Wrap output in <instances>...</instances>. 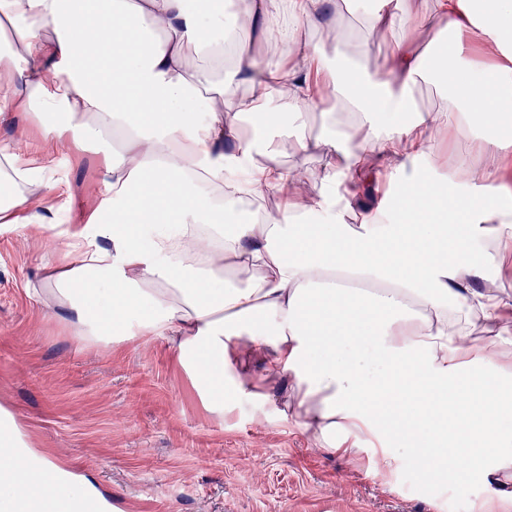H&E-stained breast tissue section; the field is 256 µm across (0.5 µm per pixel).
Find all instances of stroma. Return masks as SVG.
Wrapping results in <instances>:
<instances>
[{
  "mask_svg": "<svg viewBox=\"0 0 512 512\" xmlns=\"http://www.w3.org/2000/svg\"><path fill=\"white\" fill-rule=\"evenodd\" d=\"M65 185L34 203L47 227L0 226V408L30 446L84 482L95 512H444L446 487L465 486V512L489 494L478 477L422 482L404 451L392 473L332 454L292 419L255 399L212 413L167 341L112 349L78 342L29 296L56 265L64 238L103 198L101 153L58 156Z\"/></svg>",
  "mask_w": 512,
  "mask_h": 512,
  "instance_id": "obj_1",
  "label": "stroma"
}]
</instances>
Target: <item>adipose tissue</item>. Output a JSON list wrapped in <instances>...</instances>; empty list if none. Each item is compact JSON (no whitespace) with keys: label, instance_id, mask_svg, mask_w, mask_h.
I'll return each instance as SVG.
<instances>
[{"label":"adipose tissue","instance_id":"1","mask_svg":"<svg viewBox=\"0 0 512 512\" xmlns=\"http://www.w3.org/2000/svg\"><path fill=\"white\" fill-rule=\"evenodd\" d=\"M351 2L364 30L339 0H0V123L104 157L100 206L30 295L85 344L167 340L216 414L259 399L353 463L370 431L377 471L412 448L425 482L476 474L512 506V0ZM375 34L397 45L381 70ZM26 132L0 146L1 224L41 223L59 185L22 162ZM287 151L318 160L316 193ZM21 445L0 410V512H46L55 465Z\"/></svg>","mask_w":512,"mask_h":512}]
</instances>
